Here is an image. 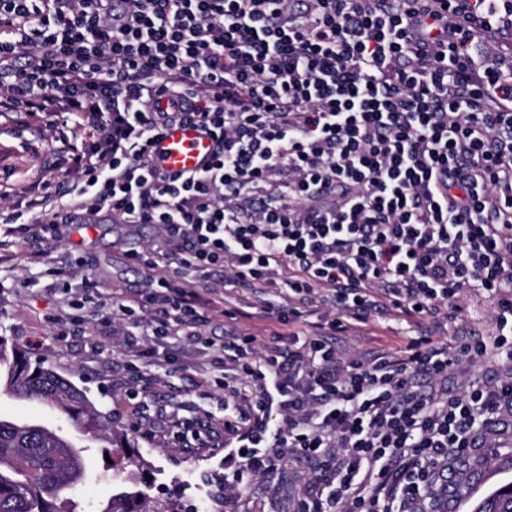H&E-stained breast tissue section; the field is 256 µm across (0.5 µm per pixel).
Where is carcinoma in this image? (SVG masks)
Wrapping results in <instances>:
<instances>
[{
	"instance_id": "cac0c4a2",
	"label": "carcinoma",
	"mask_w": 512,
	"mask_h": 512,
	"mask_svg": "<svg viewBox=\"0 0 512 512\" xmlns=\"http://www.w3.org/2000/svg\"><path fill=\"white\" fill-rule=\"evenodd\" d=\"M0 383L13 398L54 409L83 437L112 453V494L94 512H181L179 498L153 493L155 477L112 414L97 409L86 391L0 336ZM86 449L52 427L0 416V512H87L77 497L101 480ZM474 512H512V483L486 495Z\"/></svg>"
}]
</instances>
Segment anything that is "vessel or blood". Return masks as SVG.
<instances>
[{"label":"vessel or blood","mask_w":512,"mask_h":512,"mask_svg":"<svg viewBox=\"0 0 512 512\" xmlns=\"http://www.w3.org/2000/svg\"><path fill=\"white\" fill-rule=\"evenodd\" d=\"M213 149L211 136L191 122L168 127L153 143L154 155L170 175L204 170L212 160Z\"/></svg>","instance_id":"obj_1"}]
</instances>
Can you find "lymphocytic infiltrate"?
<instances>
[{"label": "lymphocytic infiltrate", "mask_w": 512, "mask_h": 512, "mask_svg": "<svg viewBox=\"0 0 512 512\" xmlns=\"http://www.w3.org/2000/svg\"><path fill=\"white\" fill-rule=\"evenodd\" d=\"M512 0H0V112L60 145L18 225L31 260L71 213L153 224L112 311L206 339L224 393V488L317 470L297 512H423L449 456L512 413ZM168 107H160L159 97ZM208 126L200 173L165 176L164 127ZM67 166L56 176L58 163ZM272 293L242 331L230 289ZM485 300L489 336L432 334L370 361L337 336ZM319 316L303 338L291 328ZM475 357L503 374L453 388Z\"/></svg>", "instance_id": "obj_1"}]
</instances>
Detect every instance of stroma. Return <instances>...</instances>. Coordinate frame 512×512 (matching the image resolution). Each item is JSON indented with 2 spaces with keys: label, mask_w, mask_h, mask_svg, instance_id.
<instances>
[{
  "label": "stroma",
  "mask_w": 512,
  "mask_h": 512,
  "mask_svg": "<svg viewBox=\"0 0 512 512\" xmlns=\"http://www.w3.org/2000/svg\"><path fill=\"white\" fill-rule=\"evenodd\" d=\"M54 136L46 124L34 122L23 131L14 120L0 117V194L9 193L10 204L23 206L29 201L28 190L39 178L41 159L52 149ZM59 234L56 248L40 262H28L22 243L0 255V335L71 377L86 389L98 408L110 412L116 422L129 429L137 450L162 471L158 497L179 491L183 506L190 512H294L299 489L313 475L311 466H287L274 482L252 481L240 492L218 501L213 494L224 485L225 448L182 447L176 433L157 422L154 409L160 405L182 417L206 410L211 414L207 423L210 431H222L224 395L200 384L209 368L202 346L190 342L160 346V356L168 360V375L144 399L136 396L129 371L127 322L104 328L90 306L72 310L70 336L59 337L51 322L60 312L66 289L81 286L80 278L64 273L69 256L87 257L88 275L114 287H138L145 272L132 267L125 253L152 241L155 226L109 222L81 234L76 225L63 224ZM404 340V335L372 320L360 331L343 337L342 343L350 352L371 357L401 347ZM476 454L468 471L460 475L474 488V497L452 498L451 512H472L476 500L499 484L512 482V447L480 448Z\"/></svg>",
  "instance_id": "stroma-1"
}]
</instances>
